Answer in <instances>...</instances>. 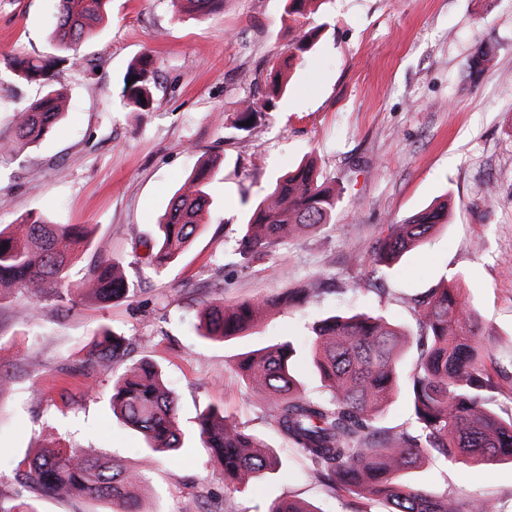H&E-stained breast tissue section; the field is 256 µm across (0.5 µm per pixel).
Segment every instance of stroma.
<instances>
[{
  "instance_id": "obj_1",
  "label": "stroma",
  "mask_w": 512,
  "mask_h": 512,
  "mask_svg": "<svg viewBox=\"0 0 512 512\" xmlns=\"http://www.w3.org/2000/svg\"><path fill=\"white\" fill-rule=\"evenodd\" d=\"M285 0H224L218 13L180 11L173 0H112L110 19L55 70L67 108L53 133L0 164V225L33 211L56 224H88L105 250L75 259L79 284L97 260L121 263L134 296L77 302L67 314L45 301L40 314L17 290L0 293V502L28 449L67 444L139 468L152 492L143 512H268L294 499L314 512H385L380 501L338 494L276 430L265 395L247 388L238 355L271 342L304 343L332 312L383 315L405 328V365L418 355L413 300L441 278L461 276L490 354L512 362V0H325L321 29L304 61L284 71L285 93L252 121L240 102L265 88L298 35L282 20ZM57 0H0V137L17 110L43 94L11 72L13 57L57 55L50 38ZM487 44L492 62L477 85L468 59ZM152 55L158 69L149 111L122 104L129 64ZM219 160L212 206L191 249L161 273L146 242L171 195L198 159ZM313 160L340 195L330 224L285 240L277 262L244 264L238 242L251 211L277 176ZM448 221L390 268L374 248L388 225L429 205ZM321 283L300 307H270L285 289ZM267 304L251 332L229 342L200 337L204 304ZM135 337L131 360L151 356L177 398L187 443L173 458L151 454L113 417L108 398L124 363L101 370L89 346L101 327ZM277 450L280 467L239 492L195 434L208 407ZM414 479L457 501L474 497L512 512V463L436 461Z\"/></svg>"
}]
</instances>
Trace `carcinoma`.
<instances>
[{"instance_id":"cac0c4a2","label":"carcinoma","mask_w":512,"mask_h":512,"mask_svg":"<svg viewBox=\"0 0 512 512\" xmlns=\"http://www.w3.org/2000/svg\"><path fill=\"white\" fill-rule=\"evenodd\" d=\"M183 11L206 14L224 8V0H175ZM323 0H286L284 20L301 31L288 46L282 66L272 67L267 85L281 90L282 68L301 60L314 45L317 30L311 26ZM109 0H59L53 29L54 41L76 49L95 25L107 18ZM489 51L481 48L468 60L465 78L476 82L485 72ZM55 62L43 58H15V76L42 86L44 94L18 112L13 139L0 142V155L17 153L20 146L51 134L63 115V94L53 87ZM157 68L143 56L122 80L120 98L127 106L146 111L152 101ZM216 161L199 162L175 191L158 224V242L149 247V266L156 272L189 249L202 226L211 198L208 181ZM339 197L319 179L313 163L300 164L280 177L258 204L243 227L237 254L246 264L273 259L282 240L293 232L303 234L330 223ZM448 221V205L422 210L400 224H391L380 237L376 262L386 266L420 247L439 224ZM95 241L84 224H53L29 212L14 223L0 226V290L16 288L36 305L51 299L57 307L76 304L68 278L74 255ZM118 262L93 266L85 278L83 295L100 302L134 295ZM316 295L314 288H292L277 304L301 306ZM417 314L420 350L408 377L410 427L391 432L375 424L380 402L400 386L399 346L406 333L385 317L369 314H332L311 327L308 346L291 341L268 344L246 354L236 367L247 386L272 399L275 423L292 448L306 457L318 478L332 490L365 500L378 499L387 512H481L483 500L459 504L440 497L409 479L412 470L438 459L460 463L512 461V416L493 407L494 377L509 378L496 365L483 361V325L469 308L461 279L433 289L424 299L413 300ZM259 306L241 302L231 306L202 307L200 336L230 341L248 331ZM135 338L108 328L95 334L90 360L108 369L123 360ZM307 355L326 389L323 398L305 395L294 366ZM112 412L140 433L155 454L183 447L177 400L162 371L143 357L113 383ZM202 447L217 462L225 488L238 491L251 481L276 470L280 459L256 435L235 424L224 411L212 407L198 417ZM23 482L15 489L14 504L0 512H35L25 493L59 498H93L110 504L109 512H141L138 502L151 488L144 473L126 470L106 455H86L66 445L39 449L23 460ZM269 512H313L293 499H282Z\"/></svg>"}]
</instances>
